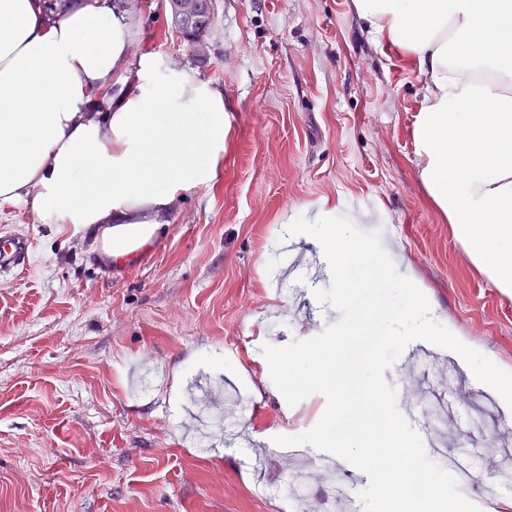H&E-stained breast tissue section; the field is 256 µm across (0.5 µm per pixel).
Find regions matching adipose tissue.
<instances>
[{
	"label": "adipose tissue",
	"mask_w": 512,
	"mask_h": 512,
	"mask_svg": "<svg viewBox=\"0 0 512 512\" xmlns=\"http://www.w3.org/2000/svg\"><path fill=\"white\" fill-rule=\"evenodd\" d=\"M377 41L424 78L415 156L465 254L512 288V0H353ZM112 0H0V208L72 224L124 265L190 186L212 184L230 124L224 94L149 56ZM110 177L101 186L98 176Z\"/></svg>",
	"instance_id": "adipose-tissue-1"
}]
</instances>
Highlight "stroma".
I'll return each mask as SVG.
<instances>
[{
  "label": "stroma",
  "mask_w": 512,
  "mask_h": 512,
  "mask_svg": "<svg viewBox=\"0 0 512 512\" xmlns=\"http://www.w3.org/2000/svg\"><path fill=\"white\" fill-rule=\"evenodd\" d=\"M128 68L153 57L224 94L231 134L212 185L183 192L152 248L118 267L93 239L0 208V236L29 244L20 275L0 273V512H289L274 439L311 429L314 394L289 405L263 344L308 339L340 314L309 235L300 266L280 251L301 210L338 208L380 231L431 318L512 371V291L464 255L416 165L423 78L376 42L353 0H214L207 62L170 24L167 0L127 16ZM415 374L385 371L398 410ZM226 385L208 436L190 411L199 378Z\"/></svg>",
  "instance_id": "obj_1"
}]
</instances>
